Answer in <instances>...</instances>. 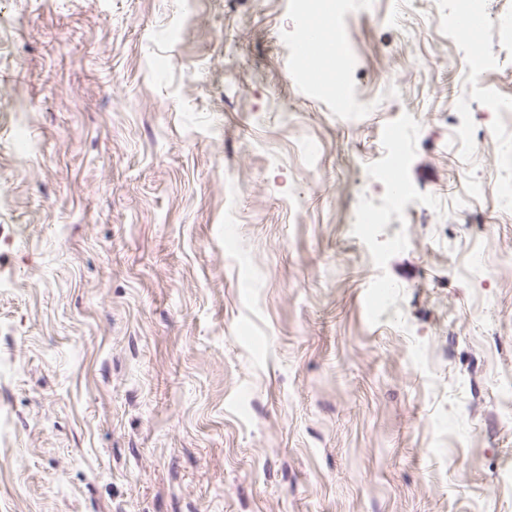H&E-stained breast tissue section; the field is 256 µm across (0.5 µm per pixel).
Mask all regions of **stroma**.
Listing matches in <instances>:
<instances>
[{
  "label": "stroma",
  "mask_w": 512,
  "mask_h": 512,
  "mask_svg": "<svg viewBox=\"0 0 512 512\" xmlns=\"http://www.w3.org/2000/svg\"><path fill=\"white\" fill-rule=\"evenodd\" d=\"M447 10L347 16L346 123L290 0H0V512H512V0L478 78ZM404 132L394 127L387 130V142L389 149L393 153L389 163L382 171V178L389 185L395 188L397 199L402 204H408L411 201V190L409 185L403 180L401 170L405 161V154L402 151H394V143L404 140Z\"/></svg>",
  "instance_id": "1"
}]
</instances>
